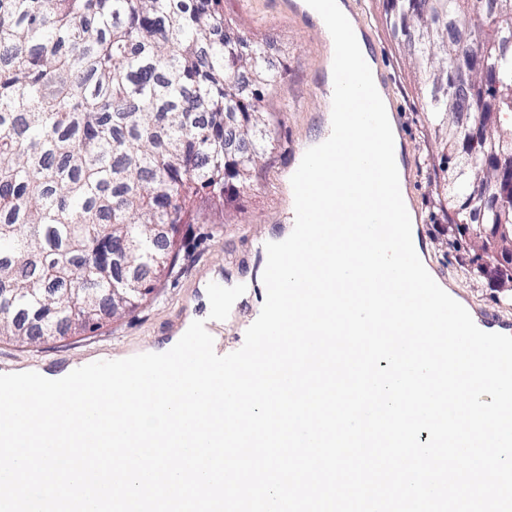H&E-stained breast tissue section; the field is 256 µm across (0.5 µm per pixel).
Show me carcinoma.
Returning a JSON list of instances; mask_svg holds the SVG:
<instances>
[{"label": "carcinoma", "mask_w": 512, "mask_h": 512, "mask_svg": "<svg viewBox=\"0 0 512 512\" xmlns=\"http://www.w3.org/2000/svg\"><path fill=\"white\" fill-rule=\"evenodd\" d=\"M221 0H0V340L65 336L133 311L175 268L186 200L244 185L281 78ZM448 152L455 233L512 237L498 191L512 146V0H389ZM476 140L453 154L459 141Z\"/></svg>", "instance_id": "cac0c4a2"}]
</instances>
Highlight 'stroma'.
<instances>
[{
  "label": "stroma",
  "instance_id": "stroma-1",
  "mask_svg": "<svg viewBox=\"0 0 512 512\" xmlns=\"http://www.w3.org/2000/svg\"><path fill=\"white\" fill-rule=\"evenodd\" d=\"M382 54L380 66L399 110L405 184L417 215L418 239L433 276L466 298L473 314L500 311L512 317L498 283L474 270L470 254L449 228L448 186L441 150L419 87L422 75L403 31L386 19L383 0H359ZM304 0H222L224 16L271 50L270 65L285 75L283 89L266 93L264 112L272 114L270 143L249 187L223 207L190 211L181 225L177 264L156 291L133 313L105 320L96 332L61 339L16 343L0 341V373L39 367L55 373L89 358H117L157 352L178 341L192 321L207 319V285L223 278L231 287L250 281L228 318L218 322L214 347L239 349L247 323L264 304L262 253L283 238L291 222L288 176L310 144L330 131L326 69L332 56L321 27L305 11Z\"/></svg>",
  "mask_w": 512,
  "mask_h": 512
}]
</instances>
